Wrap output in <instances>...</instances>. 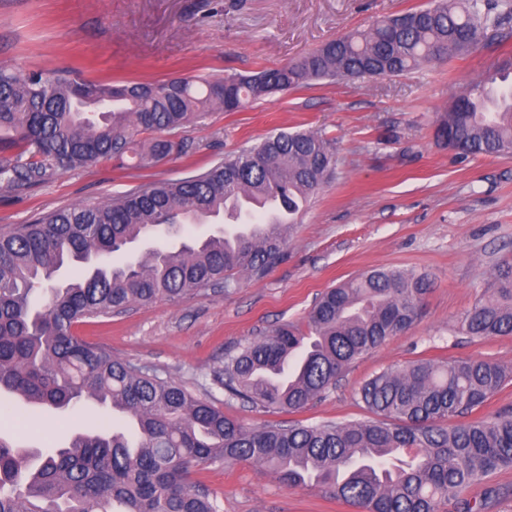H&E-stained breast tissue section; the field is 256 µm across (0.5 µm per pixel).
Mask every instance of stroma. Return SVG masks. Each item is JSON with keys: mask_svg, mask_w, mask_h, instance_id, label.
<instances>
[{"mask_svg": "<svg viewBox=\"0 0 512 512\" xmlns=\"http://www.w3.org/2000/svg\"><path fill=\"white\" fill-rule=\"evenodd\" d=\"M428 0H0V66L76 70L85 79L156 82L219 79L297 61L383 17ZM512 54V37L480 41L468 55L409 74L318 81L274 93L238 112L216 111L171 132L182 152L147 167L101 159L55 172L23 191L0 189V233L76 204L96 205L158 180L209 168L283 130H314L336 143L333 179L312 199L288 243V258L262 279L239 278L179 302L160 301L87 320L77 332L113 355L180 382L246 424L367 419L360 384L419 359L488 358L512 366V335L471 339L461 319L482 298L494 268L512 258V155L463 158L435 136L439 113L471 80ZM426 274L431 287L414 327L356 360L323 397L296 413H264L227 400L213 381L227 354L292 322L306 327L317 297L376 268ZM93 407L50 420L40 408L0 410V434L17 445L60 444L76 429L108 424ZM222 512H354L308 486L283 487L245 462L191 469ZM512 512V468L465 488L463 502Z\"/></svg>", "mask_w": 512, "mask_h": 512, "instance_id": "1", "label": "stroma"}]
</instances>
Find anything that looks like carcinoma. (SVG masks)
I'll list each match as a JSON object with an SVG mask.
<instances>
[{
	"label": "carcinoma",
	"instance_id": "1",
	"mask_svg": "<svg viewBox=\"0 0 512 512\" xmlns=\"http://www.w3.org/2000/svg\"><path fill=\"white\" fill-rule=\"evenodd\" d=\"M512 0H431L299 61L214 81L112 82L72 72L0 67V186L23 190L99 159L158 162L184 146L160 136L215 109L237 112L314 80L390 78L507 37ZM512 56L471 82L436 137L466 157L512 154ZM157 137L139 144L136 137ZM336 147L313 130L281 132L205 171L143 184L106 202L44 214L0 233V401L47 417L93 403L125 426L72 434L54 448L0 435V512H220L191 467L242 461L288 489L312 485L355 512H439L461 490L512 467V414L476 420L512 367L491 359L417 360L366 380L356 400L372 418L248 426L186 386L117 358L74 332L86 319L197 296L246 274L259 280L286 257L295 224L332 179ZM273 196L288 223H264L251 201ZM242 227L190 242L183 225L220 218ZM174 239L115 261L148 239ZM429 279L375 269L322 294L307 330L277 326L224 359V396L263 412H299L347 368L410 330ZM466 336L512 335V262L461 321Z\"/></svg>",
	"mask_w": 512,
	"mask_h": 512
}]
</instances>
